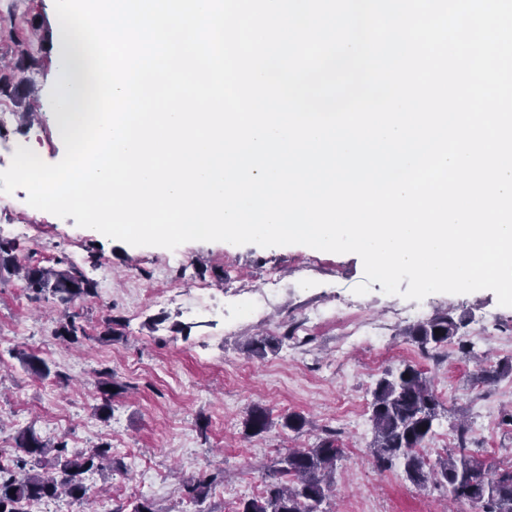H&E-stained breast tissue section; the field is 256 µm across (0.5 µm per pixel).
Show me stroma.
I'll use <instances>...</instances> for the list:
<instances>
[{
  "label": "stroma",
  "mask_w": 512,
  "mask_h": 512,
  "mask_svg": "<svg viewBox=\"0 0 512 512\" xmlns=\"http://www.w3.org/2000/svg\"><path fill=\"white\" fill-rule=\"evenodd\" d=\"M0 19L50 34L29 47L37 61L26 84L38 98L35 116L21 121L20 93L11 98L10 122L0 126V171L21 145L58 162L64 145L50 119L61 48L54 0H0ZM0 237L33 251L36 264L75 263L98 284L97 296L76 306L87 336L69 343L57 334L60 307L31 302L20 278L0 276V448L13 449L24 427L45 440H65L73 453L109 444L123 472L85 476L106 512L142 496L188 512L184 485L206 476L215 480L207 507L234 512L238 500L261 494L268 469L288 449L330 433L345 458L326 512H478L442 489L415 487L400 466L380 470L373 463L371 392L384 371L406 363L425 372L442 404L425 458L455 447L463 431L486 463L512 464V374L481 378L482 371L512 361V307L500 306L492 291L414 301L385 294L375 282L359 295L358 255L304 245L135 247L31 207L22 189L0 193ZM270 270L281 276L278 292L257 314L243 315L245 292ZM163 284L169 290L161 296ZM324 307L371 323L374 336L351 346L333 323L299 332L300 323ZM438 314L458 324L447 344L423 348L407 336L409 327ZM258 337L272 342L262 357L246 349ZM22 351L44 357L67 383L28 372L18 358ZM104 367L127 386L106 419L95 411L96 373ZM256 404L270 411L273 424L249 436L244 421ZM287 413L301 414L306 426L282 428Z\"/></svg>",
  "instance_id": "stroma-1"
}]
</instances>
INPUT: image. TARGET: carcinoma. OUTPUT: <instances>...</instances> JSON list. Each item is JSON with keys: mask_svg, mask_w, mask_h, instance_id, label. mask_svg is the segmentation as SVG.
I'll list each match as a JSON object with an SVG mask.
<instances>
[{"mask_svg": "<svg viewBox=\"0 0 512 512\" xmlns=\"http://www.w3.org/2000/svg\"><path fill=\"white\" fill-rule=\"evenodd\" d=\"M9 40L18 54L15 62L0 61V95L11 96L14 84L24 82L25 64L33 63L27 50L30 32L13 25ZM21 273L30 298L39 300L51 295L68 309L75 301L97 294V283L86 277L76 264L64 270L46 268L33 263L30 256H20L19 246L11 240L0 239V271ZM458 330V324L448 315H440L414 325L407 335L421 347L445 344ZM59 336L72 342L85 336L76 317L65 315ZM26 370L47 378L51 369L46 361L26 352L19 353ZM98 390L101 404L96 407L105 418L112 409V398L126 390L111 373L99 372ZM440 402L425 374L406 364L398 372L388 371L375 383L370 402L373 427L371 456L379 467L400 463L406 479L416 487L433 483L443 488L448 497L467 499L479 505L481 512H512V466L499 468L489 474L477 452L468 448L464 435L458 436L455 451L430 463L419 449L431 437L438 418ZM271 424L269 412L260 405L251 407L245 420L249 435L265 432ZM15 467L13 473H0V512H27L31 504L58 498L82 505L88 501L89 488L84 474L97 470L115 472L123 463L112 458V448L100 444L92 450L68 455L63 440L48 442L35 431L21 428L15 435ZM343 457L335 436L320 439L310 448H295L279 460V467L267 475L261 495L242 500L234 512H323L321 506L332 495L331 473ZM211 493L206 479L184 485V499L201 508ZM113 512H172L157 507L146 497L126 505L119 504Z\"/></svg>", "mask_w": 512, "mask_h": 512, "instance_id": "obj_1", "label": "carcinoma"}]
</instances>
